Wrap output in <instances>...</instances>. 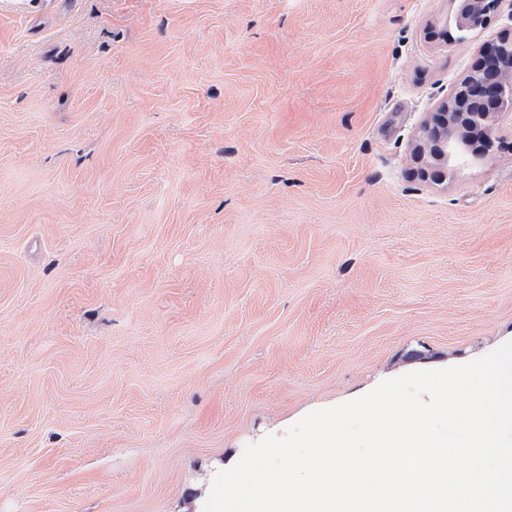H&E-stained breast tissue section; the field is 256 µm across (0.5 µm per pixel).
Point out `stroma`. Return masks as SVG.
<instances>
[{"mask_svg": "<svg viewBox=\"0 0 512 512\" xmlns=\"http://www.w3.org/2000/svg\"><path fill=\"white\" fill-rule=\"evenodd\" d=\"M512 0H0V512H203L308 413L512 339ZM460 15L468 28L482 26L487 17L495 12L502 0H460ZM512 38H504L483 51L477 70L461 84L455 95L460 101L474 103L480 113L467 115L457 111L454 104L442 105L422 126L418 148L427 152L442 166L457 165L462 155L469 153L467 139L460 128H470L467 116L474 124H486L492 112L512 108V51L504 45Z\"/></svg>", "mask_w": 512, "mask_h": 512, "instance_id": "stroma-1", "label": "stroma"}]
</instances>
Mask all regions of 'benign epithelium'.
I'll return each instance as SVG.
<instances>
[{"label":"benign epithelium","instance_id":"obj_1","mask_svg":"<svg viewBox=\"0 0 512 512\" xmlns=\"http://www.w3.org/2000/svg\"><path fill=\"white\" fill-rule=\"evenodd\" d=\"M502 0H460V15L468 28L482 26ZM504 38L483 51L477 70L461 84L455 96L476 105L480 113L467 115L456 106L444 104L422 126L418 148L427 152L442 166H454L468 153L467 139L460 129L469 123L484 124L494 112L512 108V51Z\"/></svg>","mask_w":512,"mask_h":512}]
</instances>
